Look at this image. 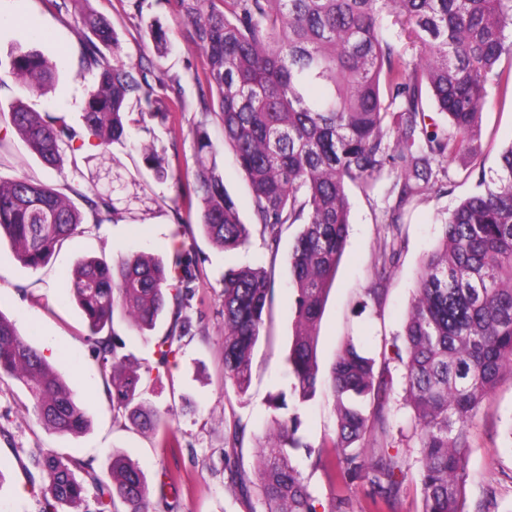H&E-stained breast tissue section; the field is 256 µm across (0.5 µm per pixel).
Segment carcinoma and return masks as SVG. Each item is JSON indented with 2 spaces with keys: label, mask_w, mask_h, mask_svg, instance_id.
Masks as SVG:
<instances>
[{
  "label": "carcinoma",
  "mask_w": 512,
  "mask_h": 512,
  "mask_svg": "<svg viewBox=\"0 0 512 512\" xmlns=\"http://www.w3.org/2000/svg\"><path fill=\"white\" fill-rule=\"evenodd\" d=\"M220 2L218 9L215 0H177L207 61L204 110L221 120L224 144L252 192L253 222L241 219L224 187L219 151L201 123L192 131L200 226L222 249L244 246L256 233L274 254L284 226H300L286 257L294 293L289 392L268 399L275 435L260 446L251 474L239 457L246 425L233 424L224 449L231 482L247 512H317L309 478L291 459L292 450L306 448L312 471L365 486L374 512H398L412 484L420 489L421 512H466L471 422L504 369L512 371V144L497 170L481 173L480 191L461 200L442 225L437 247L420 263L401 331L380 352L350 339L325 378L318 326L348 238L349 188L368 195L386 184L391 219L375 258L383 277L402 249V214L449 177L450 162L476 152L477 122L490 95L512 98V0ZM77 24L85 34L84 59L96 70L84 84L81 130L28 104L55 89L57 63L18 42L0 57V87L10 81L19 90L8 103L0 151L15 135L62 176L68 153L78 171L77 142L92 138L106 152L125 144L147 116L167 123L181 103L178 77L165 82L153 63L122 60L119 36L105 18L83 13ZM147 33L158 55H167L171 41L159 21ZM143 159L156 179L167 177L156 150H145ZM73 193L95 224L112 220L111 186L95 182L90 193ZM80 205L26 175L0 179V237L22 265L43 266L65 240L85 232ZM194 279L193 261L174 273L140 252L112 266L97 258L74 265L69 292L85 316V342L100 362L112 412L144 429L163 417L141 400L140 375L124 370L114 321L130 317L144 334L173 306L171 330L157 351L158 364L167 363L191 327L183 309ZM273 291L262 268L224 272V383L240 395L251 382ZM385 297L378 281L361 302L378 310ZM399 369L409 429L395 435L388 409ZM3 378L29 393L46 427L65 434L88 429L60 373L0 314ZM324 389L334 400L336 425L314 449L298 436L299 410ZM410 446L417 450L412 462L403 451ZM22 468L38 485L43 512L78 503L91 489L99 512L117 498L125 512L155 510L144 471L125 458H112L105 477L55 449Z\"/></svg>",
  "instance_id": "1"
}]
</instances>
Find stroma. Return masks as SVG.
Masks as SVG:
<instances>
[{
    "mask_svg": "<svg viewBox=\"0 0 512 512\" xmlns=\"http://www.w3.org/2000/svg\"><path fill=\"white\" fill-rule=\"evenodd\" d=\"M84 11L106 18L117 31L130 61L153 60L158 70L178 76L184 87L180 112L168 125L155 126L157 148L163 151L169 178L154 180L142 154L131 146L113 145L111 156L79 160V173L69 176V185L87 190L92 177L104 168L124 185L117 195V214L101 225L87 224L84 234L63 242L45 266L31 269L13 256L9 241L0 242V313L29 336L38 349L57 342L64 351L56 367L90 426L80 435H60L37 419L26 390L10 379L0 380V512H41L42 498L33 490L19 461L50 448H61L74 458L92 462L106 472L113 456L123 455L145 472L152 503L167 500L174 512H247L236 500L224 468V436L234 421L247 425L240 452L244 470H251L255 442L263 436L269 420L268 395L288 389L285 357L293 332L292 298L286 286L285 258L297 225L284 228L278 253H271L260 237L245 247L224 251L216 248L199 225L198 205L175 201V185L192 187L195 179L192 129L206 123L220 147L218 163L224 185L235 199L240 216L250 220L252 199L237 171L218 116L203 112L195 77L202 73L205 58L189 34L184 12L176 0H147L142 13H135L128 0H0V53H7L11 40H26L31 27L42 34L36 47L47 58L59 61L60 76L55 91L33 100L40 111L64 114L67 121L82 123L83 37L74 19ZM158 20L167 31L173 50L158 56L151 39L141 36L147 22ZM512 143V104L489 102L476 128L475 156L455 160L450 166L452 182L447 191L430 189L402 219L405 247L384 286L388 295L381 310L361 309L366 288L376 281L374 258L383 235L384 217L380 194L349 192L351 211L347 244L339 264L320 323L318 358L321 372H328L337 348L354 340L365 350H380L383 337L399 331L407 317L414 282L423 257L438 244L441 227L449 213L477 185L466 170L497 168L502 149ZM60 184L57 172L45 167L21 143H14L0 177L18 175ZM135 250L153 254L164 262L175 257L196 261V279L185 310L192 329L167 366H157L156 339L171 326L163 318L150 339H143L126 322L115 324L123 342L122 352L141 374L140 391L147 406L166 411L167 416L151 433L141 431L126 418L114 416L99 365L84 342L87 329L81 310L67 290V279L77 259L96 257L115 262ZM250 265L271 271L275 297L261 341L252 360V380L244 395L224 384L223 281L226 268ZM335 424L331 396L320 393L302 414L303 448L294 451L293 463L310 473V484L321 506L330 508L334 498H349L354 512H367L370 502L365 487L343 486L329 481L322 472H311L307 445H319ZM512 375L502 374L493 394L473 420L470 454L465 464L468 512H477L486 489L497 492L496 512H512Z\"/></svg>",
    "mask_w": 512,
    "mask_h": 512,
    "instance_id": "35a3bbf8",
    "label": "stroma"
}]
</instances>
